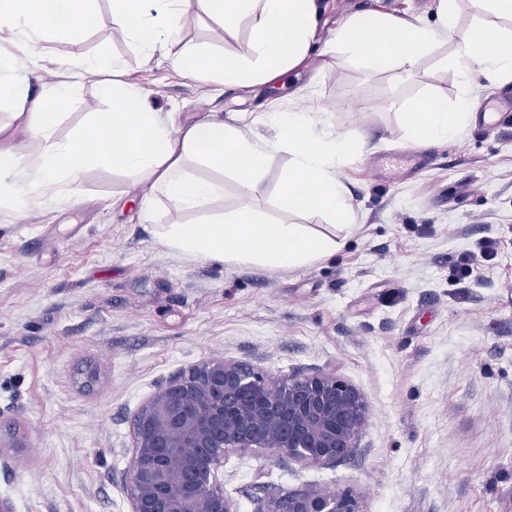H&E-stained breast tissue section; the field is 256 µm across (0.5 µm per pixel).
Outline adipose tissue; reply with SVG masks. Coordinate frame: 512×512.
Here are the masks:
<instances>
[{"mask_svg":"<svg viewBox=\"0 0 512 512\" xmlns=\"http://www.w3.org/2000/svg\"><path fill=\"white\" fill-rule=\"evenodd\" d=\"M223 28L256 16L251 54L222 56L207 43L172 52L188 12V0H109L122 32L141 42L146 53H167L179 72L227 86L276 84L307 60L315 41L319 0H202ZM483 21L459 26L458 0H438L437 22L428 24L387 12L349 17L336 31L334 45L347 60L378 71L412 74L441 37L453 36L457 50L446 58L463 81L482 76L500 86L512 82V0H469ZM92 23L91 0H0V100L13 102L24 118L23 131L37 152L36 163L0 149V207L23 217L32 207L65 195L79 200L83 175L99 166L123 172L140 191L142 209L156 192L175 206L201 210L224 193L223 181L188 173V160L217 170H231L244 195L257 196L269 156L285 150L288 171L280 186L289 209L321 212L331 222L351 217L346 188L338 176L343 161L355 153L346 136L318 131L308 112H276L259 136L240 126L237 116L174 123L153 112L143 91L122 79L120 63L103 91L112 100L71 138L61 141L54 127L80 80L97 73L93 60L74 57L60 83L32 93L17 79L19 65L38 74L40 43L60 37L79 44ZM411 141L436 144L457 138L470 124L473 101L462 90L455 103L435 95L404 106ZM169 252L198 260L251 265L271 270L299 269L335 252L336 238L300 224H277L262 212L240 209L198 224H170L159 235Z\"/></svg>","mask_w":512,"mask_h":512,"instance_id":"adipose-tissue-1","label":"adipose tissue"}]
</instances>
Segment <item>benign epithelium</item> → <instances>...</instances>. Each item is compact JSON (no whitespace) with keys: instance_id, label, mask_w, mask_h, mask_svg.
<instances>
[{"instance_id":"1","label":"benign epithelium","mask_w":512,"mask_h":512,"mask_svg":"<svg viewBox=\"0 0 512 512\" xmlns=\"http://www.w3.org/2000/svg\"><path fill=\"white\" fill-rule=\"evenodd\" d=\"M367 417L362 394L331 375L275 379L224 358L195 363L133 417L130 512H237L219 478L227 452L333 461L354 447ZM287 502L288 512H360L348 493L295 491Z\"/></svg>"}]
</instances>
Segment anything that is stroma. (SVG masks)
Listing matches in <instances>:
<instances>
[{
  "instance_id": "1",
  "label": "stroma",
  "mask_w": 512,
  "mask_h": 512,
  "mask_svg": "<svg viewBox=\"0 0 512 512\" xmlns=\"http://www.w3.org/2000/svg\"><path fill=\"white\" fill-rule=\"evenodd\" d=\"M317 48L280 83L227 87L176 73L96 0L79 45L47 39L46 81L76 55L104 63L55 125L67 139L105 112L112 60L124 81L176 121L311 112L318 130L357 150L339 169L354 219L331 226L288 210L279 194L289 155L273 153L264 191L244 196L232 173L210 212L251 207L271 221L335 234V253L288 271L232 266L168 252L166 224L204 213L158 196L143 214L127 177L89 168L78 202L58 198L23 218L0 213V496L15 512H129L123 492L132 418L161 384L210 357L271 376L328 374L364 396L368 420L338 460L302 464L267 451L224 457V492L238 512H265L291 490L352 494L361 512H512V112L481 116L499 87L474 80L475 117L458 140L411 143L402 105L455 101L458 74L443 38L409 75L376 72L326 52L364 11L435 21L437 0H321ZM178 47L210 43L250 55L252 19L224 29L193 0ZM500 242L466 284L453 268L487 238Z\"/></svg>"
}]
</instances>
